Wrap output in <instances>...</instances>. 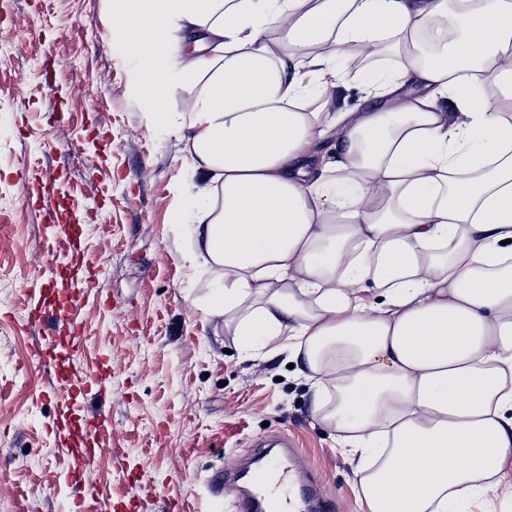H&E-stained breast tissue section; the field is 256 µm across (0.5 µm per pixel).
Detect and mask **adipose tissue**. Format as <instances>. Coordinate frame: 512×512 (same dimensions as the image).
<instances>
[{
	"mask_svg": "<svg viewBox=\"0 0 512 512\" xmlns=\"http://www.w3.org/2000/svg\"><path fill=\"white\" fill-rule=\"evenodd\" d=\"M456 13L460 32L444 22ZM149 120L204 184L196 306L273 340L362 512H486L512 484V0H112ZM435 32L431 60L419 51ZM393 66L356 74L351 48ZM187 90L181 112L173 89Z\"/></svg>",
	"mask_w": 512,
	"mask_h": 512,
	"instance_id": "adipose-tissue-1",
	"label": "adipose tissue"
}]
</instances>
